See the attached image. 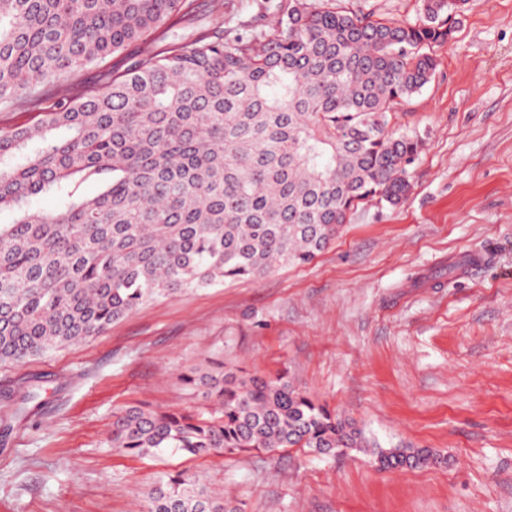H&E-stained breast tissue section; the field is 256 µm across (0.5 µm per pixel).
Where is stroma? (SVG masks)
<instances>
[{
    "label": "stroma",
    "mask_w": 512,
    "mask_h": 512,
    "mask_svg": "<svg viewBox=\"0 0 512 512\" xmlns=\"http://www.w3.org/2000/svg\"><path fill=\"white\" fill-rule=\"evenodd\" d=\"M434 77L391 124L422 146L398 206L364 203L312 263L151 300L101 335L0 365V512H141L156 478L196 475L238 512H512V0H468ZM467 256L449 272L448 263ZM288 373L383 447L139 458L112 414L204 406L208 360Z\"/></svg>",
    "instance_id": "obj_1"
}]
</instances>
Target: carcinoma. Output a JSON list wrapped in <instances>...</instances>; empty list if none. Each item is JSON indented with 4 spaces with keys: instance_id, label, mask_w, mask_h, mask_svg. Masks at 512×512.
<instances>
[{
    "instance_id": "carcinoma-1",
    "label": "carcinoma",
    "mask_w": 512,
    "mask_h": 512,
    "mask_svg": "<svg viewBox=\"0 0 512 512\" xmlns=\"http://www.w3.org/2000/svg\"><path fill=\"white\" fill-rule=\"evenodd\" d=\"M466 0H423L413 23L339 0H256L232 30L168 40L197 0H0V106L101 68L100 86L0 126V363L103 333L159 297L311 263L361 203L396 206L419 140L395 104L435 74ZM123 66H108L107 57ZM99 188L94 196L85 188ZM53 193L57 207L34 209ZM203 409L129 406L112 447L137 457L305 448L381 469L438 461L383 448L286 375L224 364L183 376ZM145 512H237L198 478L163 474Z\"/></svg>"
}]
</instances>
